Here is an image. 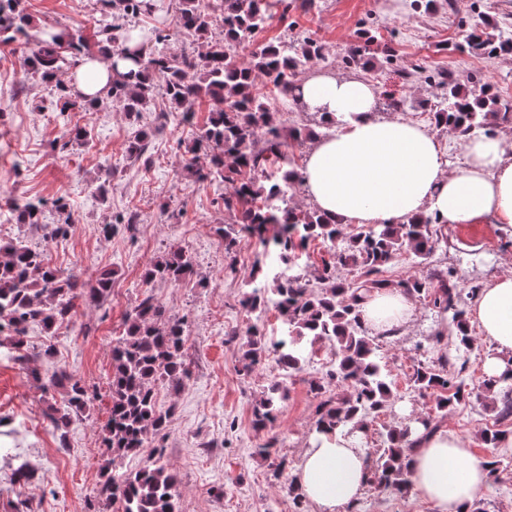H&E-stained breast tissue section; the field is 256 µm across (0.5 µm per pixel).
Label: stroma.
I'll return each instance as SVG.
<instances>
[{"label":"stroma","mask_w":512,"mask_h":512,"mask_svg":"<svg viewBox=\"0 0 512 512\" xmlns=\"http://www.w3.org/2000/svg\"><path fill=\"white\" fill-rule=\"evenodd\" d=\"M391 0H316L310 8L293 10L288 21L272 19L248 44L233 49L234 59L247 57L270 42L296 34L321 41L328 59L326 71L349 73L343 64L355 33L371 26L379 42L395 51L394 71L364 69L378 89H391L416 102L434 98L433 84L401 82L396 71L421 62L431 70L463 72L477 79L491 78L499 89L512 88V56L487 58L449 51L448 43L461 41L473 21V0H437L435 11L425 13L402 7L391 12ZM35 20L56 29H73L95 39L100 16L98 0H23ZM27 47L23 37L0 45V213L11 198L43 199L40 224L0 228V244L16 236L35 247H47L51 267L69 276L82 274L89 281L114 271L112 296L106 304L83 300L71 322L55 333L41 326L29 328V363L15 360L7 334L0 333V512H88L95 500L100 467L106 459L103 427L109 416L108 374L101 365L122 331L123 318L151 293L167 311L188 322L186 353L192 374L178 389L161 386L160 407L173 414L164 439L149 438L147 448L124 460L125 469L137 470L149 460L154 445H163V460L177 476L178 512H267L277 501L278 512H293L288 482L295 476L315 428L317 400L311 380L330 369L332 351L320 346L303 372L287 374L266 359L251 374L242 371L241 355L249 329L267 339L282 336L287 328L277 308L261 315L241 305L251 289L256 266L276 273L284 266L274 246L246 239L235 259L224 255L219 225L234 223L224 210L221 187L200 182L182 169L184 152L205 125L211 102L202 101L193 119L177 123L166 115L168 104L158 97L140 117L122 112L105 101L96 111L60 106L50 86L37 83L20 69L18 59ZM87 128L84 143L67 142L66 128ZM144 129L152 130L148 152L152 162L142 165L126 157V146ZM112 178L107 195L96 191L104 171ZM64 202L77 219L70 236L44 244L42 227L54 223L55 201ZM137 212L133 229L104 233L103 225ZM180 249L191 256L193 280L180 284L155 282L145 286L143 274L158 257ZM455 268L466 279L487 284L512 273V234L500 225L456 224L447 229V243L428 263L404 254L387 268L390 278L423 277L432 268ZM415 316L397 335L379 339L378 353L392 380L390 405L368 422L367 442L382 447L389 427L433 413L435 398L415 390L409 378L423 347L432 343L437 314L422 299H415ZM490 350L476 337V360L468 370L473 396L442 420L449 431L471 438L476 456L493 451L480 433L494 423V413L481 387L482 362ZM67 369L81 376L98 392L89 414L73 419L66 441L46 418L51 399L43 379ZM281 380L288 395L277 419L265 427L254 423L253 408L264 387ZM287 458L281 475H274L268 459L257 448L270 439ZM30 478L18 482L17 467ZM358 512H436L431 503L411 493L365 489Z\"/></svg>","instance_id":"obj_1"}]
</instances>
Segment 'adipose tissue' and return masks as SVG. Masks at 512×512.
<instances>
[{
    "label": "adipose tissue",
    "mask_w": 512,
    "mask_h": 512,
    "mask_svg": "<svg viewBox=\"0 0 512 512\" xmlns=\"http://www.w3.org/2000/svg\"><path fill=\"white\" fill-rule=\"evenodd\" d=\"M114 53L83 59L66 76L79 97L111 92ZM377 88L341 73L315 72L303 80L300 101L326 122L303 169L309 200L341 224H403L430 211L452 224L486 219L512 228V140L480 135L464 144L465 160L449 168L440 140L424 124L376 116ZM361 317L375 333L409 324L414 305L392 289L367 294ZM469 318L492 347L483 370L490 377L512 368V276L501 275L472 300ZM414 493L437 512H467L488 480L484 459L469 437L445 429L419 435L408 456ZM372 462L358 436L312 435L297 471L305 497L319 512H347L361 497Z\"/></svg>",
    "instance_id": "obj_1"
}]
</instances>
